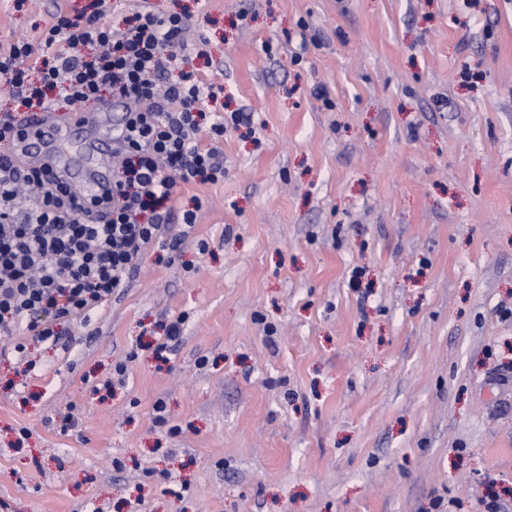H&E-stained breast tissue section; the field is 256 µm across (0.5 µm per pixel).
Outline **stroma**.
<instances>
[{
    "label": "stroma",
    "instance_id": "obj_1",
    "mask_svg": "<svg viewBox=\"0 0 512 512\" xmlns=\"http://www.w3.org/2000/svg\"><path fill=\"white\" fill-rule=\"evenodd\" d=\"M90 3L0 0V46ZM147 11L244 121L177 250L58 345L0 335V512H512V0L107 20Z\"/></svg>",
    "mask_w": 512,
    "mask_h": 512
}]
</instances>
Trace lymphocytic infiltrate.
<instances>
[{
	"label": "lymphocytic infiltrate",
	"mask_w": 512,
	"mask_h": 512,
	"mask_svg": "<svg viewBox=\"0 0 512 512\" xmlns=\"http://www.w3.org/2000/svg\"><path fill=\"white\" fill-rule=\"evenodd\" d=\"M105 14L106 0L75 19L56 11L39 44L21 39L0 53V76L16 98L0 112V327L53 345L61 324L89 322L126 287L149 246L179 247L166 237L169 224L193 225L197 214L176 211L177 190L223 179L224 133L241 120L206 113L201 103L215 97L214 85L177 71L187 16L148 11L118 31ZM107 92L127 107L112 142L121 165L111 188L88 198L20 159L27 112Z\"/></svg>",
	"instance_id": "1"
}]
</instances>
